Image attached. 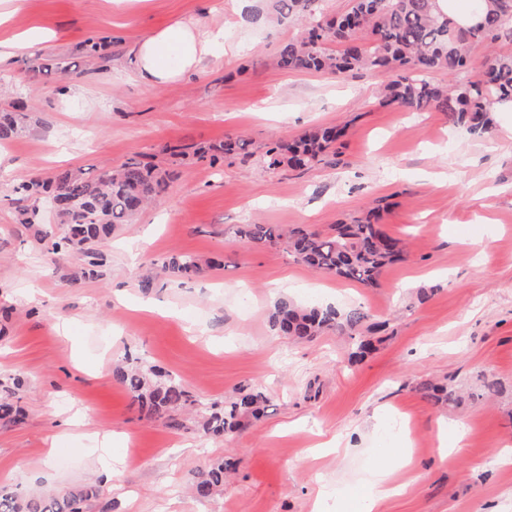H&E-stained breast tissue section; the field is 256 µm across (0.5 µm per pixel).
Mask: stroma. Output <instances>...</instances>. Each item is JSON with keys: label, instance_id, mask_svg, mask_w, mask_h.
<instances>
[{"label": "stroma", "instance_id": "stroma-1", "mask_svg": "<svg viewBox=\"0 0 512 512\" xmlns=\"http://www.w3.org/2000/svg\"><path fill=\"white\" fill-rule=\"evenodd\" d=\"M260 7L24 0L0 26L2 42L36 34L0 68V111L19 100L35 121L0 142V381L20 379L13 403L24 414L0 422V487L96 485L84 512H314L319 493L365 489L381 449L406 448L405 487L378 512H512V135L497 124L475 138L447 113L384 104L381 73L262 65L300 26L270 24ZM176 20L223 27L224 40L204 72L143 85L133 48ZM91 38L111 40L105 59L87 54ZM46 55L68 72L23 81ZM69 85L82 95H63ZM338 123L349 126L338 157L304 171L261 163L270 142ZM227 136L251 141L252 156L212 166L168 152ZM139 155L170 173L169 186L160 205L116 227L97 277L82 278L80 255L48 253L40 232L57 225L53 211L20 223L17 182ZM377 204L383 231L408 254L372 288L236 236L254 220L326 231ZM179 254L220 265L139 288ZM280 298L357 306L386 328L355 361L339 330L274 333ZM130 358L179 376L205 404L254 388L270 405L223 439L170 429L116 381L114 367ZM487 381L498 391L485 399ZM436 383L451 386L448 403L427 396ZM71 417L70 437L51 448ZM221 458L235 465L223 488L195 498L194 477Z\"/></svg>", "mask_w": 512, "mask_h": 512}]
</instances>
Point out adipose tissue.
Returning a JSON list of instances; mask_svg holds the SVG:
<instances>
[{
	"label": "adipose tissue",
	"instance_id": "1",
	"mask_svg": "<svg viewBox=\"0 0 512 512\" xmlns=\"http://www.w3.org/2000/svg\"><path fill=\"white\" fill-rule=\"evenodd\" d=\"M223 38L222 28L203 31L181 21L155 30L134 49L135 76L144 85L156 86L200 71L210 46Z\"/></svg>",
	"mask_w": 512,
	"mask_h": 512
}]
</instances>
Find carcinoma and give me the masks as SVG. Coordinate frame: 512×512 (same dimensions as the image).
I'll list each match as a JSON object with an SVG mask.
<instances>
[{"label": "carcinoma", "instance_id": "cac0c4a2", "mask_svg": "<svg viewBox=\"0 0 512 512\" xmlns=\"http://www.w3.org/2000/svg\"><path fill=\"white\" fill-rule=\"evenodd\" d=\"M267 14L279 22L299 20L301 33L283 43L272 58L281 70L320 72L339 76L358 69L387 73L390 80L382 102L410 112H446L466 131L481 138L492 128L494 103L512 101V53L494 48L502 38L512 39V0H473L482 21L469 28L458 25L437 7V0H350L349 8L330 16L325 0H266ZM484 47L480 71L468 76L472 52ZM443 71L448 82L438 83L429 74ZM53 73H65L62 63L28 66L26 79L36 82ZM13 112L0 113V140L19 131L22 119ZM346 127L321 125L291 142L277 141L263 155L270 168L287 164L306 170L321 163L335 150ZM249 142L227 136L224 143L192 152L172 146L174 156H194L214 165L226 157H247ZM170 175L136 157L111 169L64 170L46 181H22L14 193L36 201L57 200L56 211L63 229L47 228L41 241L54 254L75 252L91 268L106 263L101 247L118 224H127L145 207L163 197ZM237 234L244 244L275 247L287 241L293 257L312 270L366 287L377 285L383 270L403 258L400 241L387 235L374 215L334 225L323 233L298 226L285 233L278 224H242ZM202 271L190 254L172 256L161 265L165 276L190 278ZM369 318L360 307L343 312L332 306H299L279 299L270 316L274 330L285 336L313 337L340 328L355 335ZM114 376L126 387L140 410L164 421L170 429L186 428L182 412L198 414L195 430L204 437L219 438L239 431L249 416L260 414L270 403L258 389L242 388L223 407L203 406L180 379L154 366H118ZM0 391V420L16 421L19 412L10 396ZM229 462H218L201 473L193 484L197 498L206 499L224 486ZM92 485H78L58 492L21 494L0 488V512H82V504L98 496Z\"/></svg>", "mask_w": 512, "mask_h": 512}]
</instances>
